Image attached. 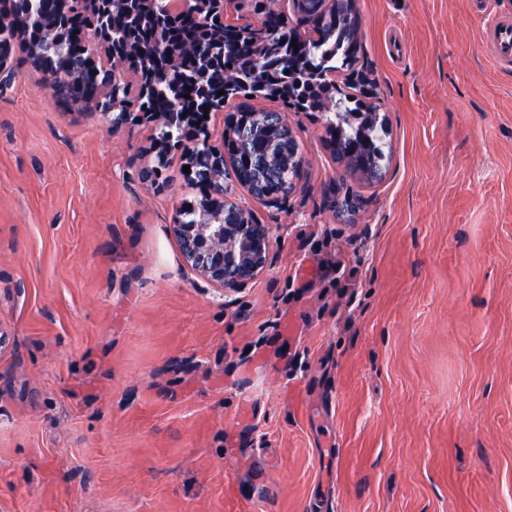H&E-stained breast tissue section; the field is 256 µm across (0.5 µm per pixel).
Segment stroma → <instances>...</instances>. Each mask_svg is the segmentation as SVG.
Wrapping results in <instances>:
<instances>
[{
    "label": "stroma",
    "instance_id": "stroma-1",
    "mask_svg": "<svg viewBox=\"0 0 512 512\" xmlns=\"http://www.w3.org/2000/svg\"><path fill=\"white\" fill-rule=\"evenodd\" d=\"M355 0L391 132L346 173L323 113L288 126L265 272L222 296L169 232L198 193L155 132L0 89V512H512V0ZM24 289H17V282ZM485 42L493 60L500 66L512 63V17L499 16L485 31Z\"/></svg>",
    "mask_w": 512,
    "mask_h": 512
}]
</instances>
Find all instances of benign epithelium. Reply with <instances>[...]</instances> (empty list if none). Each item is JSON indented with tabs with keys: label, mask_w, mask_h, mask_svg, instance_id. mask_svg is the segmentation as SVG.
<instances>
[{
	"label": "benign epithelium",
	"mask_w": 512,
	"mask_h": 512,
	"mask_svg": "<svg viewBox=\"0 0 512 512\" xmlns=\"http://www.w3.org/2000/svg\"><path fill=\"white\" fill-rule=\"evenodd\" d=\"M156 0H56L58 18L56 24L71 23V10L77 8L91 20L87 43L107 65L112 84L126 83L135 86L141 94L152 91L157 74L170 82L181 75L180 57L165 55L166 43L160 28L148 31L130 29L117 38L113 34L112 19L118 12L138 9L144 14L154 12ZM194 16L200 21L197 36L186 42L181 53L190 58L208 55L204 71L206 81L222 86L231 85L235 75L224 69L223 58L209 53L214 43L224 42V0H192ZM55 30L29 33L26 18L18 11H0V86L12 83L15 75L13 50L20 45L28 60L44 74L48 88H69L73 76L54 70L44 59L42 52L33 48L31 38L47 40L54 37ZM140 56L144 69L129 76L125 73L128 60ZM128 103L118 96L112 99V133L134 124L167 126L171 123L189 122V117L180 112H127ZM187 132L197 140L193 149L184 143L158 140L155 144L157 164L147 166L142 173L143 183L162 188L159 182L162 165L172 149L181 151L185 165L190 167L187 177L197 171L207 175L201 183L198 198V218L194 224H182L174 219L170 233L176 241L185 266L209 282L215 290L226 294L247 287L266 269L272 248L271 228L267 224H255L244 209H239L237 220L224 223V207L228 201V187L224 184V164L229 159L224 155V141L216 142L208 132L207 123L200 120L190 122Z\"/></svg>",
	"instance_id": "obj_1"
}]
</instances>
